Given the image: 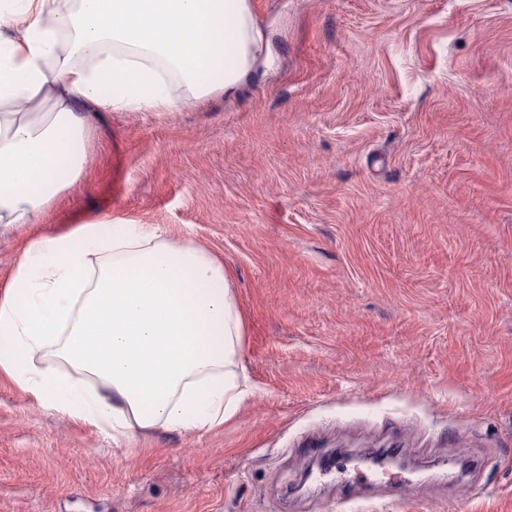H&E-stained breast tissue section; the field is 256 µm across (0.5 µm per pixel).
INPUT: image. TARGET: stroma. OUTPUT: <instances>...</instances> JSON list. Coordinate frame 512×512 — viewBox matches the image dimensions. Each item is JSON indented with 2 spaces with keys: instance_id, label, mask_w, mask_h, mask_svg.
<instances>
[{
  "instance_id": "obj_1",
  "label": "stroma",
  "mask_w": 512,
  "mask_h": 512,
  "mask_svg": "<svg viewBox=\"0 0 512 512\" xmlns=\"http://www.w3.org/2000/svg\"><path fill=\"white\" fill-rule=\"evenodd\" d=\"M236 95L86 113L32 240L158 224L224 264L252 393L207 432L115 442L0 372V512H512V0H251ZM404 448L398 499L338 459Z\"/></svg>"
}]
</instances>
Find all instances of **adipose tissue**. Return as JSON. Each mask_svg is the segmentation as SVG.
<instances>
[{"label":"adipose tissue","mask_w":512,"mask_h":512,"mask_svg":"<svg viewBox=\"0 0 512 512\" xmlns=\"http://www.w3.org/2000/svg\"><path fill=\"white\" fill-rule=\"evenodd\" d=\"M262 51L250 0H0V224L34 223L80 176L84 111L234 96ZM241 336L223 264L151 224L35 240L0 289V371L116 439L231 418Z\"/></svg>","instance_id":"1"}]
</instances>
